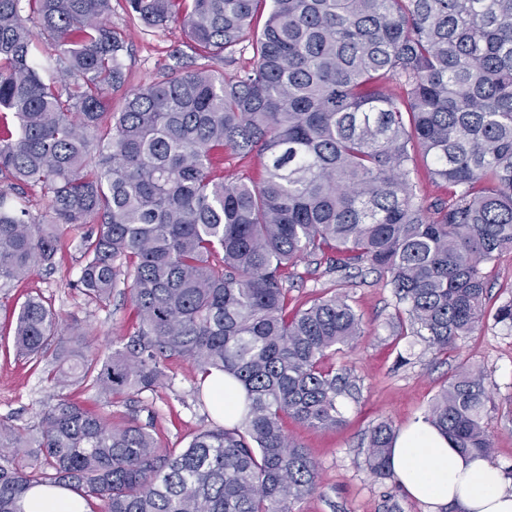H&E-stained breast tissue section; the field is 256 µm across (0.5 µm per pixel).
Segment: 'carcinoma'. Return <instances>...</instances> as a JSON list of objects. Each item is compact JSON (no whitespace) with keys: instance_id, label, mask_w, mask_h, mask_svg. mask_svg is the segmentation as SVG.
<instances>
[{"instance_id":"obj_1","label":"carcinoma","mask_w":512,"mask_h":512,"mask_svg":"<svg viewBox=\"0 0 512 512\" xmlns=\"http://www.w3.org/2000/svg\"><path fill=\"white\" fill-rule=\"evenodd\" d=\"M261 2L125 0L133 21L182 23L196 54L231 63L249 48L253 65L173 72L104 125L126 83L112 0H0V285L52 268L86 226L76 287L105 305L126 268L138 318L102 358L57 333L41 295L14 308L15 354L53 356L56 394L26 439L0 419V512H23L36 486L71 487L98 512H295L318 464L281 419L343 422L360 387L324 360L364 335L341 296L288 314L299 259L377 273L439 354L482 327L481 263L512 251V0H271L257 33ZM39 34L64 63L51 84L31 56ZM226 151L266 156L265 181L218 175ZM420 160L448 197L418 198ZM15 181L47 196L50 223L9 197ZM177 358L240 384L238 426L176 451L67 393L82 384L110 406L161 385ZM492 405L484 373L463 368L424 419L486 455ZM395 436L377 424L366 452L393 481ZM19 446L26 457L6 452Z\"/></svg>"}]
</instances>
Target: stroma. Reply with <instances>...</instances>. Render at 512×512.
Returning <instances> with one entry per match:
<instances>
[{
    "label": "stroma",
    "mask_w": 512,
    "mask_h": 512,
    "mask_svg": "<svg viewBox=\"0 0 512 512\" xmlns=\"http://www.w3.org/2000/svg\"><path fill=\"white\" fill-rule=\"evenodd\" d=\"M109 23L126 35L123 62L129 75L125 90L161 79L171 70L215 69L224 74L251 67V51L235 56L233 65L204 59L189 48L184 28L130 26L124 0H112ZM80 267L74 244L65 243L55 269L38 271L27 279L0 288V321L8 318L18 300L41 293L61 314L65 333L92 339L100 354L112 350V338L126 331L134 306L126 285H118L110 303H88L74 283ZM486 276L485 326L458 340L455 349L438 354L403 335L396 299L376 274L344 277L325 273L322 266L299 261L288 282V305L304 308L323 295L345 296L361 317L363 336L352 347L329 356L328 365L350 369L360 387L357 401L347 402L344 423L333 430L312 429L284 419L283 429L319 465L318 491L297 504V512H430L428 505L406 496L393 481L372 474L365 464L364 443L373 426L382 421L402 429L423 418L429 403L459 364L484 371L485 385L495 403L487 423L493 448L492 463L512 478V328L496 323L499 306L512 299V251L484 263ZM48 364L32 366L15 358L0 340V418L12 419L24 429L37 426L40 412L54 394ZM168 381L153 392L129 393L112 407L113 422L135 417L150 425L164 447H186L193 435L212 427L218 418L209 403L200 402V374L192 361H168Z\"/></svg>",
    "instance_id": "1"
}]
</instances>
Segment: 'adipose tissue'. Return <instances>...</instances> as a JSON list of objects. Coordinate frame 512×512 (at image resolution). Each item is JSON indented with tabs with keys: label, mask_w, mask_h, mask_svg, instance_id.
<instances>
[{
	"label": "adipose tissue",
	"mask_w": 512,
	"mask_h": 512,
	"mask_svg": "<svg viewBox=\"0 0 512 512\" xmlns=\"http://www.w3.org/2000/svg\"><path fill=\"white\" fill-rule=\"evenodd\" d=\"M390 466L399 486L432 512L454 504L460 512H512V483L483 457L462 455L430 423L418 420L397 438ZM24 512H86L83 498L65 487L37 486Z\"/></svg>",
	"instance_id": "ef3b65f1"
}]
</instances>
